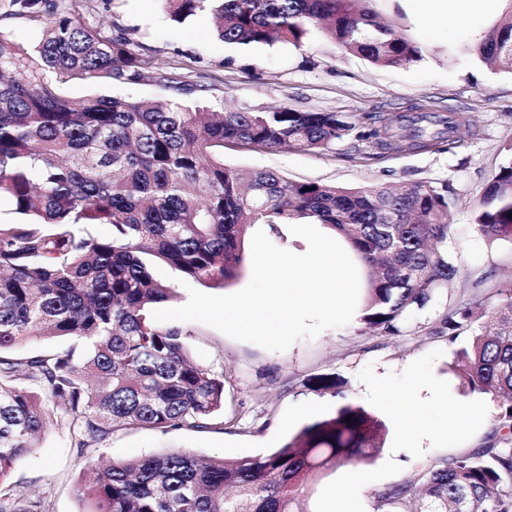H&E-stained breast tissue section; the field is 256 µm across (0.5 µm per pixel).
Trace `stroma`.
<instances>
[{
  "instance_id": "35a3bbf8",
  "label": "stroma",
  "mask_w": 512,
  "mask_h": 512,
  "mask_svg": "<svg viewBox=\"0 0 512 512\" xmlns=\"http://www.w3.org/2000/svg\"><path fill=\"white\" fill-rule=\"evenodd\" d=\"M457 6V0H440L435 20L421 16L413 0H378L383 20L425 49L419 61L380 67L317 30L298 46L230 45L213 36L214 19L207 13L178 24L162 0H83V21L128 38L143 62L144 80L115 82L103 86V93L159 101L184 86L192 99L218 111L285 104L306 112H339L352 125L325 151L228 147L227 166L275 170L297 182L348 188L418 181L447 185L452 199L447 254L459 273L397 335L369 332L355 318L286 351L270 352L205 324L186 323L194 361L224 376L223 424L165 433L117 430L84 455L71 447L64 430L51 424L35 450L14 464L13 481L46 497L49 512H81L75 488L88 462L98 456L119 461L182 449L236 461L281 447L347 401L386 422L382 446L365 466L367 481L359 490L349 484L350 467L330 468L303 486L302 506L305 512H323L328 497L356 492L369 512H376L379 494L414 479L419 466L484 446L495 428V405L470 392L455 363L456 351L470 335L464 332L451 341L434 328L455 304L486 300L512 281V243H487L474 229L489 182L512 160L505 151L512 144V70L483 63L465 50L512 14V0H497L493 11L468 16L460 24L445 23V15ZM419 104L456 113L467 128L460 142L447 150L412 152L401 145L374 155L365 139L371 116L406 113ZM319 375L336 377L341 397L313 391L309 380ZM419 376L447 387L450 402L479 407L481 415L447 437L418 436L417 458L405 465L400 440L408 422L394 407L414 390Z\"/></svg>"
}]
</instances>
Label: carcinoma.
I'll return each instance as SVG.
<instances>
[{"mask_svg":"<svg viewBox=\"0 0 512 512\" xmlns=\"http://www.w3.org/2000/svg\"><path fill=\"white\" fill-rule=\"evenodd\" d=\"M80 0H0V18L43 23L32 48L0 31V198L21 219L0 221V512H48L11 481L48 421L80 449L116 429H205L224 414V375L192 360L188 333L151 310L174 300L155 275L222 286L236 279L251 224H326L368 269L360 321L399 334L457 273L448 240V185L345 188L288 180L273 170L224 164L229 144L326 150L351 130L339 112L287 105L214 112L173 98L88 95L58 85L138 82L129 41L87 26ZM173 21L206 12L226 44L298 45L315 28L382 67L418 61L422 46L378 21L376 0H164ZM468 50L512 69V14ZM429 115L387 119L366 139L427 150L456 143V119L426 134ZM512 162L489 183L475 227L490 243L512 240ZM108 224L106 237L88 227ZM481 309L459 303L435 332L472 330L457 352L471 391L496 403V442L443 458L378 496L393 512H512V284ZM75 344L34 354L31 337ZM314 391L341 394L333 376ZM350 421H345V418ZM365 408L343 403L277 450L228 463L183 450L91 461L77 488L86 512H303L302 486L328 468L367 464L386 432Z\"/></svg>","mask_w":512,"mask_h":512,"instance_id":"cac0c4a2","label":"carcinoma"}]
</instances>
